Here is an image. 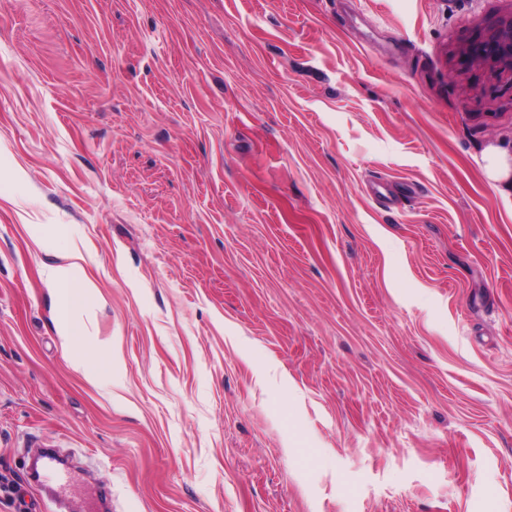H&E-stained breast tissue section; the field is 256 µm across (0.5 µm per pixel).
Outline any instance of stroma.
Instances as JSON below:
<instances>
[{"label": "stroma", "mask_w": 512, "mask_h": 512, "mask_svg": "<svg viewBox=\"0 0 512 512\" xmlns=\"http://www.w3.org/2000/svg\"><path fill=\"white\" fill-rule=\"evenodd\" d=\"M511 15L0 0V512H512ZM467 55L512 73V17L498 21L480 34L469 45ZM486 173L488 178L496 183H500L504 188L512 187L510 174L512 166L509 158L497 150H490L486 155ZM66 262L54 268L53 276L58 285L69 286L76 282L80 277L82 256L78 249H71L65 256ZM95 288L91 281H83L81 286L77 288H58L59 312L57 324L65 341H69L71 336L76 335L71 319L72 311L84 303ZM40 460V466L37 467L32 474V483L35 486L55 484V479H57L64 471L61 467V462L50 449H46L42 453Z\"/></svg>", "instance_id": "35a3bbf8"}]
</instances>
